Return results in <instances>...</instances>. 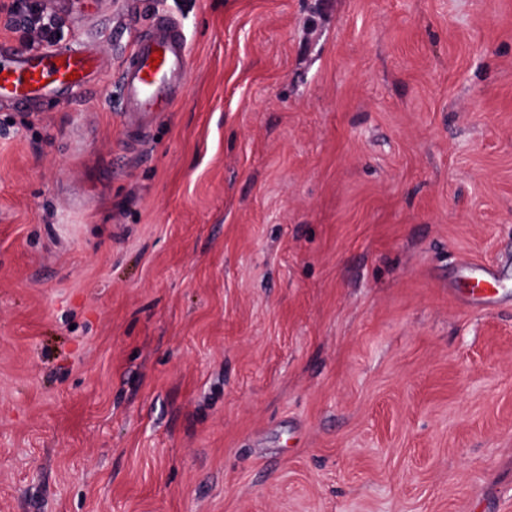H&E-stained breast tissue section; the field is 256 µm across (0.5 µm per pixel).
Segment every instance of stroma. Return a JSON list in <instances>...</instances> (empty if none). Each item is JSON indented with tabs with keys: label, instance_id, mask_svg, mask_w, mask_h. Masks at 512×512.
I'll use <instances>...</instances> for the list:
<instances>
[{
	"label": "stroma",
	"instance_id": "obj_1",
	"mask_svg": "<svg viewBox=\"0 0 512 512\" xmlns=\"http://www.w3.org/2000/svg\"><path fill=\"white\" fill-rule=\"evenodd\" d=\"M43 10L104 69L0 102V512H512V0ZM159 64L150 67L151 56ZM188 42L180 22L157 12L148 33L136 38L120 73L122 124L137 137H146L162 112L182 91L187 75Z\"/></svg>",
	"mask_w": 512,
	"mask_h": 512
}]
</instances>
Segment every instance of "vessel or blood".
<instances>
[{
	"label": "vessel or blood",
	"mask_w": 512,
	"mask_h": 512,
	"mask_svg": "<svg viewBox=\"0 0 512 512\" xmlns=\"http://www.w3.org/2000/svg\"><path fill=\"white\" fill-rule=\"evenodd\" d=\"M158 64H151V57ZM188 42L180 22L157 14L148 33L138 37L120 73L121 121L135 136H146L182 91L187 75ZM100 60L90 48L34 52L0 48V100L14 105L51 97L69 104L88 91Z\"/></svg>",
	"instance_id": "obj_1"
}]
</instances>
